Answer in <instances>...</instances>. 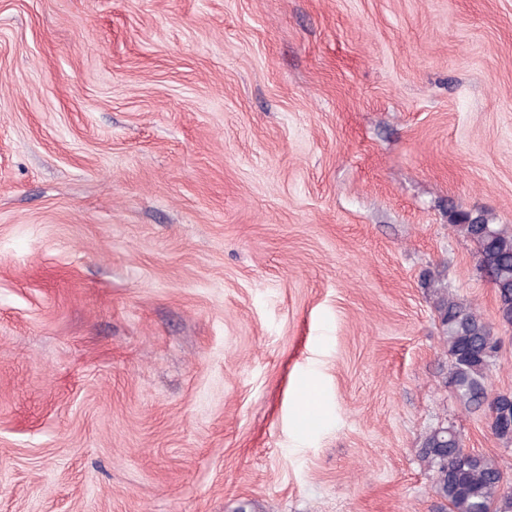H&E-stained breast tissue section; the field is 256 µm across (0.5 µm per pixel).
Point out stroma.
I'll return each instance as SVG.
<instances>
[{"label": "stroma", "mask_w": 512, "mask_h": 512, "mask_svg": "<svg viewBox=\"0 0 512 512\" xmlns=\"http://www.w3.org/2000/svg\"><path fill=\"white\" fill-rule=\"evenodd\" d=\"M458 213L512 226V0H0V512H435L442 424L512 481ZM426 288L433 289V303L438 314L443 341L449 357V384L457 401L469 410H479L487 404L494 435L505 444H512V394H495L502 408L492 420L494 403L488 396V372L498 348V340L488 324L470 306L456 300L447 288L438 283L425 281Z\"/></svg>", "instance_id": "35a3bbf8"}]
</instances>
